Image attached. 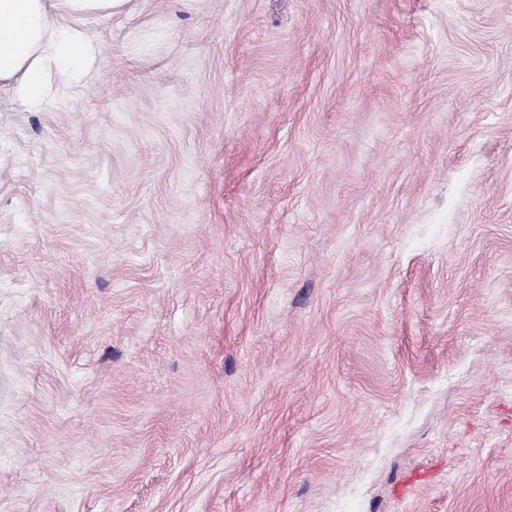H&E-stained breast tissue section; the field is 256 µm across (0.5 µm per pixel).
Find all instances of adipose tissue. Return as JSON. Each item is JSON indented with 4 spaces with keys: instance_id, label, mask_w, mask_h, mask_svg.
Instances as JSON below:
<instances>
[{
    "instance_id": "obj_1",
    "label": "adipose tissue",
    "mask_w": 512,
    "mask_h": 512,
    "mask_svg": "<svg viewBox=\"0 0 512 512\" xmlns=\"http://www.w3.org/2000/svg\"><path fill=\"white\" fill-rule=\"evenodd\" d=\"M141 0H0V88L29 108L60 84L89 77L99 46L86 23L135 11Z\"/></svg>"
}]
</instances>
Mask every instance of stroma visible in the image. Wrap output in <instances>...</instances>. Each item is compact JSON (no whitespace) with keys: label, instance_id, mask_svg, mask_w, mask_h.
I'll use <instances>...</instances> for the list:
<instances>
[{"label":"stroma","instance_id":"stroma-1","mask_svg":"<svg viewBox=\"0 0 512 512\" xmlns=\"http://www.w3.org/2000/svg\"><path fill=\"white\" fill-rule=\"evenodd\" d=\"M0 88V512H512V0H145Z\"/></svg>","mask_w":512,"mask_h":512}]
</instances>
